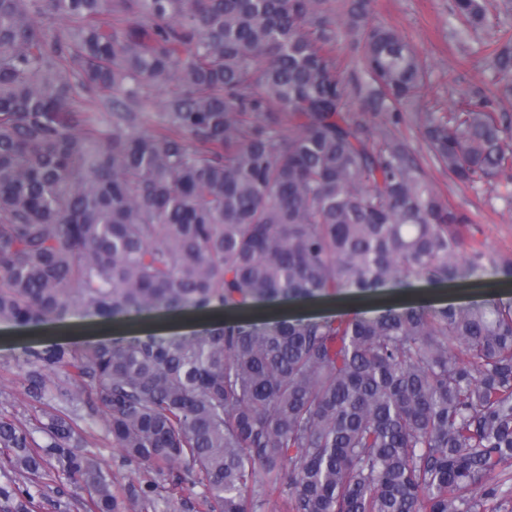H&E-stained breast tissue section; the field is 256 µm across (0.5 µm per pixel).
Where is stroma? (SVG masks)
Returning <instances> with one entry per match:
<instances>
[{
    "mask_svg": "<svg viewBox=\"0 0 512 512\" xmlns=\"http://www.w3.org/2000/svg\"><path fill=\"white\" fill-rule=\"evenodd\" d=\"M453 0H371V16L395 28L416 48L426 68L425 86L418 107H406L395 126L430 183L453 210L467 217L463 227L466 247L497 251L512 258V177L501 174L492 183L465 186L439 165L417 128L415 115L427 112L435 120L447 119L457 101L487 96L497 111L512 114V97L506 96L486 57L489 36L469 29L453 12ZM512 299V280L480 272L467 280L410 279L387 283L367 293L347 291L329 299L291 301L262 300L245 313L246 318L276 320L336 316L347 312L376 315L387 306L406 307L448 304L469 307L482 304L488 295ZM209 323L195 311L172 316L160 310L131 313L110 320L77 314L62 323L18 327L0 321V417L33 428L37 444L46 436L36 431L38 404L27 396L18 361L26 347L45 342L82 345L87 342L131 336H196ZM82 446L93 453L112 480V491L125 499L130 486L147 478L146 472L128 462L121 448L106 432L105 416L84 418L78 423ZM27 485L33 501L30 512H90V495L82 483L60 471H51L40 482H27L15 470L8 453L0 448V487Z\"/></svg>",
    "mask_w": 512,
    "mask_h": 512,
    "instance_id": "obj_1",
    "label": "stroma"
}]
</instances>
